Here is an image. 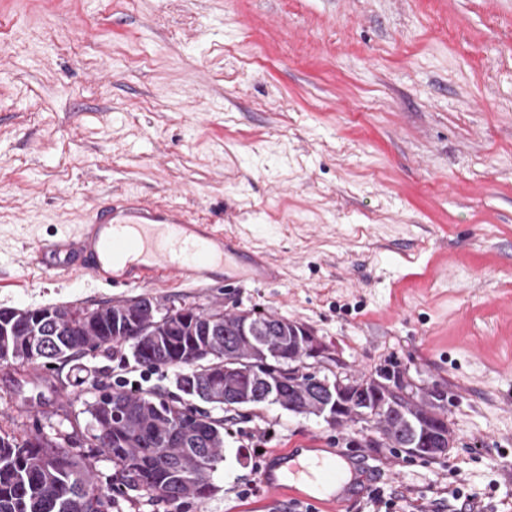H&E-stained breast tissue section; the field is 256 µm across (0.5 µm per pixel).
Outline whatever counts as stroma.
Returning <instances> with one entry per match:
<instances>
[{
	"label": "stroma",
	"mask_w": 512,
	"mask_h": 512,
	"mask_svg": "<svg viewBox=\"0 0 512 512\" xmlns=\"http://www.w3.org/2000/svg\"><path fill=\"white\" fill-rule=\"evenodd\" d=\"M171 204L267 250L275 283L125 288L30 268L35 239L109 197ZM0 308L254 309L328 347L323 374L398 371L441 396L454 445L423 459L279 404L227 412L211 496L117 512H294L242 497L273 449L358 459L351 512H512V0H0ZM145 375L131 343L0 361V432L86 439L95 388Z\"/></svg>",
	"instance_id": "35a3bbf8"
}]
</instances>
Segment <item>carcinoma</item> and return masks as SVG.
Instances as JSON below:
<instances>
[{
    "mask_svg": "<svg viewBox=\"0 0 512 512\" xmlns=\"http://www.w3.org/2000/svg\"><path fill=\"white\" fill-rule=\"evenodd\" d=\"M53 311L69 325L59 330L53 320L40 321L38 314ZM158 303L147 298L108 303L93 310L75 305L38 309L0 308V361L43 363L78 358L102 346L133 342L137 361L151 369L177 366L185 369L177 378L180 391L208 403L262 407L278 403L298 414L319 413L316 391L322 377L306 372L296 382L287 376L288 366L300 362L298 345L288 340V320L258 313L204 318L172 317L158 323ZM212 330H204L205 320ZM253 334L241 333L242 321ZM210 350L224 362L211 371L196 365L200 351ZM277 394L267 395L268 383ZM376 395L366 418L381 426L383 437L394 448L411 455L436 458L412 445L408 423L433 427L441 421L437 405L425 408L407 398L400 373L370 379ZM92 443L112 458L116 484L103 487L85 465L57 438L18 439L0 433V512H112L116 496L140 491L171 506L189 498L210 495V473L222 461L224 421L154 394H133L122 388L100 386L89 404ZM185 431L170 433L175 420Z\"/></svg>",
    "mask_w": 512,
    "mask_h": 512,
    "instance_id": "obj_1",
    "label": "carcinoma"
}]
</instances>
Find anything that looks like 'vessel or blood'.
Listing matches in <instances>:
<instances>
[{
  "label": "vessel or blood",
  "instance_id": "1",
  "mask_svg": "<svg viewBox=\"0 0 512 512\" xmlns=\"http://www.w3.org/2000/svg\"><path fill=\"white\" fill-rule=\"evenodd\" d=\"M234 257L247 280L271 282L279 268L213 224H200L183 211L140 197H111L89 213L85 224L38 243L29 262L70 278L88 276L109 285L135 287L172 280L222 281ZM261 482L274 498L288 496L344 512L350 497L335 455L291 448L274 455Z\"/></svg>",
  "mask_w": 512,
  "mask_h": 512
}]
</instances>
